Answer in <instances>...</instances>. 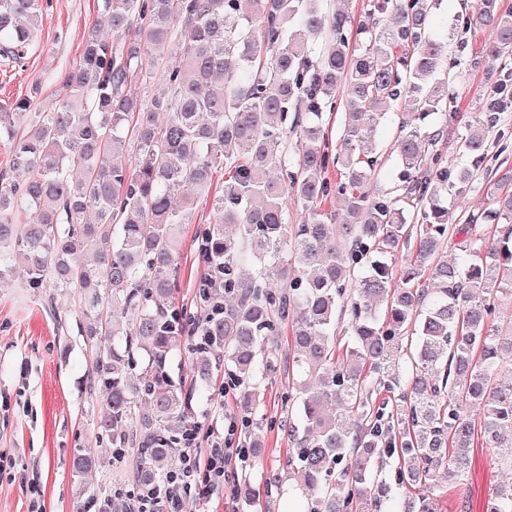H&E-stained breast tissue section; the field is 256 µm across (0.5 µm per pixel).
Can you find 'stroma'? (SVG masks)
Instances as JSON below:
<instances>
[{"label":"stroma","mask_w":512,"mask_h":512,"mask_svg":"<svg viewBox=\"0 0 512 512\" xmlns=\"http://www.w3.org/2000/svg\"><path fill=\"white\" fill-rule=\"evenodd\" d=\"M47 21L38 33L42 52L24 65L0 60V103L28 94L40 83L41 103L55 100L62 77L82 56L85 29L98 18L97 0H40ZM489 39L488 32L470 37L466 49L450 48L458 111L478 113L484 94L482 73L468 68L471 52ZM211 204L198 201L191 224L182 230L178 257V304L191 305L194 287L202 273L195 237L210 220ZM21 268L0 282V512H27V488L38 482L44 512H72L70 450L90 439L98 407L86 388L92 358L85 337L62 332L59 321H75L76 296L52 283L31 288ZM286 375L272 379L259 408L264 422L257 433L262 465L250 469L253 485L261 483L262 467L278 464L288 438L276 423L285 415L281 396ZM473 476L466 493L471 512H484L491 489L512 480V474L495 466L484 448L472 451Z\"/></svg>","instance_id":"35a3bbf8"}]
</instances>
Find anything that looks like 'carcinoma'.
Segmentation results:
<instances>
[{
	"label": "carcinoma",
	"mask_w": 512,
	"mask_h": 512,
	"mask_svg": "<svg viewBox=\"0 0 512 512\" xmlns=\"http://www.w3.org/2000/svg\"><path fill=\"white\" fill-rule=\"evenodd\" d=\"M442 2L373 0L355 27L326 0H98L51 106L35 85L0 107L18 173L0 174V281L18 261L29 287L78 295L92 355L94 443L71 449L72 472L104 448L112 483H77L74 512L163 507L219 366L252 459L263 387L287 373L289 448L263 492L299 494L292 512H377L394 488L396 512H443L450 491L470 512L472 448L512 471V314L500 311L512 302V171L488 168L489 136L509 134L512 12L477 0L456 15L459 32L490 38L469 60L484 103L458 132L466 160L451 163ZM45 22L38 0H0V57L38 51ZM393 103L405 109L399 173L373 191L378 108ZM479 185L492 207H448ZM290 195L301 224L288 223ZM334 195L343 224L322 208ZM200 196L212 211L196 239L204 272L179 308L180 236ZM179 352L188 381L171 374ZM485 512H512V488Z\"/></svg>",
	"instance_id": "cac0c4a2"
}]
</instances>
